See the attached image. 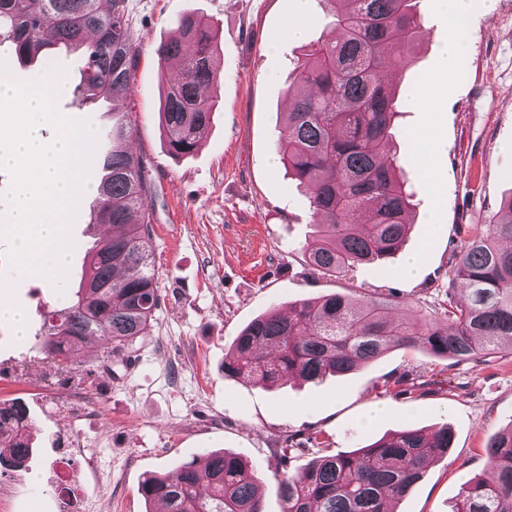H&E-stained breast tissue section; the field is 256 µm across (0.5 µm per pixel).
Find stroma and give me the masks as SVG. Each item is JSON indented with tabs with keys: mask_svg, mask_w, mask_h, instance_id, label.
Instances as JSON below:
<instances>
[{
	"mask_svg": "<svg viewBox=\"0 0 512 512\" xmlns=\"http://www.w3.org/2000/svg\"><path fill=\"white\" fill-rule=\"evenodd\" d=\"M449 0H419L426 33L395 74L400 92L397 163L414 192L415 223L385 263L346 276L315 271L305 259L313 229L309 204L287 176L274 143L288 113V77L300 48L334 37L316 0H128L137 48L124 103L130 147L150 175L152 260L160 301L148 336L125 361L104 362L101 337L85 339L72 367L43 359L36 335L46 311L78 288L86 249L104 236L91 223L101 173L68 225L71 263L47 279L7 259L0 238V298L21 308L24 338L0 322V402L23 403L33 448L25 469L0 467V512H146V475L206 453L231 450L263 474L264 512H281L276 474L289 458L306 461L366 445L403 426L449 425L453 442L400 500L397 512H452L461 488L486 474L485 442L512 425V349L452 364L417 349H395L343 378L288 382L272 390L225 376L232 338L269 309L287 312L330 293L392 299L391 318L434 316L461 241L480 233L512 192V0H473L467 49L441 72ZM194 12L218 33V107L197 149L168 154L160 95L176 79L156 54L176 19ZM305 18L301 37L289 25ZM65 91L57 111L93 130L112 123L105 102L84 105L79 53L54 50ZM431 100L413 103L408 89ZM433 161L435 180L424 163ZM413 276L403 268L413 254ZM386 414L370 420V405Z\"/></svg>",
	"mask_w": 512,
	"mask_h": 512,
	"instance_id": "1",
	"label": "stroma"
}]
</instances>
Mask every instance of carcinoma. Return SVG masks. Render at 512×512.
I'll list each match as a JSON object with an SVG mask.
<instances>
[{"label": "carcinoma", "instance_id": "obj_1", "mask_svg": "<svg viewBox=\"0 0 512 512\" xmlns=\"http://www.w3.org/2000/svg\"><path fill=\"white\" fill-rule=\"evenodd\" d=\"M334 41L303 46L290 76V108L277 150L307 198L315 243L305 251L319 271L347 275L355 267L397 253L410 230L414 193L396 173L397 88L384 76L424 36L416 0H317ZM176 35L161 43L162 62L178 61L180 77L160 106L166 144L190 154L211 122L215 103L201 90L218 85L217 33L193 13L175 22ZM19 60L52 45L80 50L84 103L131 91L136 48L127 0H0V45ZM130 128H112V150L96 157L104 173L91 223L120 229L86 250L77 291L47 314L40 332L44 359L68 366L85 338L101 330L107 361H124L148 334L159 293L152 267L146 163L126 148ZM366 221L357 223L356 217ZM512 195L484 232L463 241L448 274L441 314L420 323L389 318L387 304L333 293L295 303L286 315L270 310L253 319L224 354V374L271 389L299 377L317 382L343 377L393 348H418L457 363L512 348ZM464 294H458L457 285ZM274 348V355L264 347ZM28 415L19 403L0 406V447L10 464L30 454ZM448 425L407 427L357 450L314 458L278 476L282 512H394L432 460L448 454ZM485 453L488 476L465 485L456 512H512V424L492 434ZM206 479L193 461L146 477L140 492L165 512H264L261 478L242 453L206 455Z\"/></svg>", "mask_w": 512, "mask_h": 512}]
</instances>
